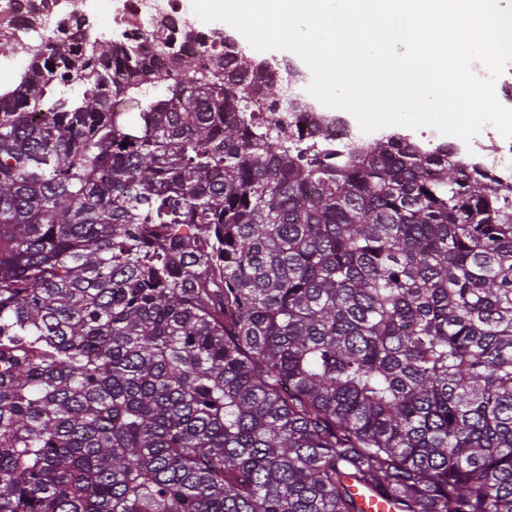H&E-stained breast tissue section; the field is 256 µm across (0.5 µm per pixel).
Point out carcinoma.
Masks as SVG:
<instances>
[{
    "label": "carcinoma",
    "instance_id": "carcinoma-1",
    "mask_svg": "<svg viewBox=\"0 0 512 512\" xmlns=\"http://www.w3.org/2000/svg\"><path fill=\"white\" fill-rule=\"evenodd\" d=\"M57 2L0 87V512H512V185Z\"/></svg>",
    "mask_w": 512,
    "mask_h": 512
}]
</instances>
